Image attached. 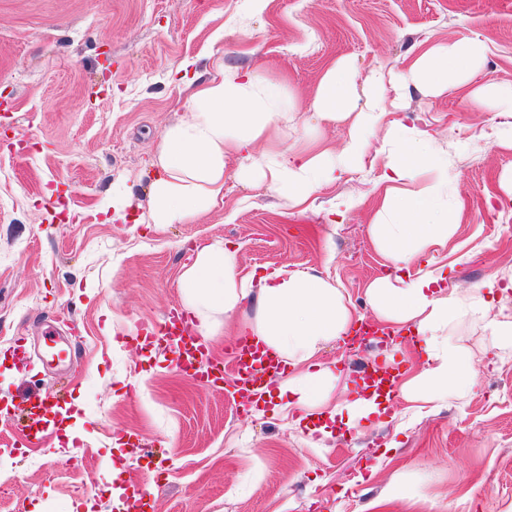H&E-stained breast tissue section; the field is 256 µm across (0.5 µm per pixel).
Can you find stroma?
<instances>
[{
	"label": "stroma",
	"instance_id": "obj_1",
	"mask_svg": "<svg viewBox=\"0 0 512 512\" xmlns=\"http://www.w3.org/2000/svg\"><path fill=\"white\" fill-rule=\"evenodd\" d=\"M472 39L486 51L470 80L438 97L401 88L379 126L428 131L448 167L446 286L468 297L494 273L512 307V148L498 140L512 114L490 95L512 85V0H0V122L18 142L0 145V400L15 413L0 421V512H119L114 489L136 481L151 485L150 512H512V354L493 355L481 324L451 330L480 370L470 393L429 413L394 399L392 416L321 448L293 417L243 411L138 339L182 310L183 273L218 241L242 272L328 278L368 321L366 287L388 271L368 230L386 188L376 154L302 214L230 179L207 213L136 223L149 161L182 115L183 64L283 86L298 105L285 145L338 149L348 122L317 125L309 108L330 63L350 62L362 105L373 72L396 77L429 47ZM18 335L32 348L23 369L3 358ZM53 393L74 408L69 431L28 441L29 398ZM395 483L405 497L392 502Z\"/></svg>",
	"mask_w": 512,
	"mask_h": 512
}]
</instances>
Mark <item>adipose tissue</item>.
I'll return each instance as SVG.
<instances>
[{"label":"adipose tissue","instance_id":"obj_1","mask_svg":"<svg viewBox=\"0 0 512 512\" xmlns=\"http://www.w3.org/2000/svg\"><path fill=\"white\" fill-rule=\"evenodd\" d=\"M478 40L432 47L417 56L401 76L434 96L444 94L475 70L483 57ZM187 94L178 123L161 136L150 185V206L138 216L141 224H178L207 212L224 194L227 177L263 185L278 193L289 208L304 207L323 185L361 168L371 151L385 154L388 188L369 225L370 237L390 271L366 288L368 304L392 333L413 329L417 351L424 357L418 373L404 376L396 387L399 398L431 403L448 394H467L478 369L463 338L449 327L463 317L481 323L494 348L512 352V310H493L488 298L496 275H489L484 294L462 297L444 290L436 258L456 230L457 213L445 200L448 178L442 162L429 150L425 132L402 123L392 125L381 143L366 130L385 110L383 75H374L365 105H357L344 62L325 71L310 108L317 122L349 121L342 149H270L269 144L291 119L290 97L252 71L216 67L208 78L182 76ZM434 170L436 180L419 191L406 184L421 171ZM185 308L200 335H213L217 325L233 335L248 334L272 350L289 367L277 381L278 410L298 420L317 422L321 438L335 427L356 428L359 421L387 413L377 396L340 401L351 378L320 354L348 336L356 316L332 281L284 268L263 275L238 268L237 251L217 242L199 250L182 276ZM256 308L254 321L239 323L243 303Z\"/></svg>","mask_w":512,"mask_h":512}]
</instances>
